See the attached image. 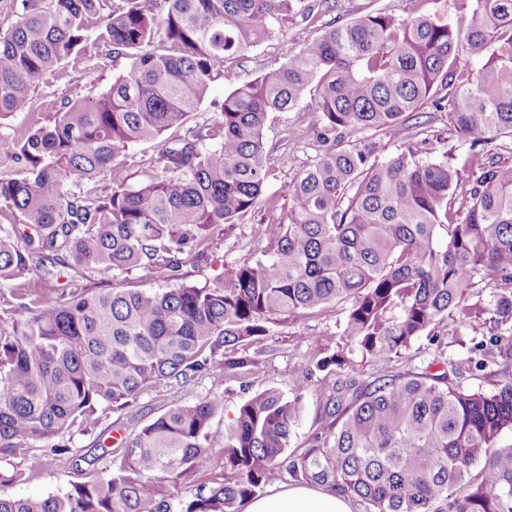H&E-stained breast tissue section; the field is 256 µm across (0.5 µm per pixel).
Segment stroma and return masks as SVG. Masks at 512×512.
Wrapping results in <instances>:
<instances>
[{"label":"stroma","mask_w":512,"mask_h":512,"mask_svg":"<svg viewBox=\"0 0 512 512\" xmlns=\"http://www.w3.org/2000/svg\"><path fill=\"white\" fill-rule=\"evenodd\" d=\"M413 6L414 0H321L319 7L311 13L275 21V34L270 40L243 56L225 62L223 78L211 85L198 111L189 117V124L218 121L220 113L217 106L225 95L253 80L271 65L285 62L305 42L318 37L330 26L383 8L405 18L410 16ZM97 34V26H90L80 51L47 77L33 93L28 107L0 119L1 137L26 136L32 129L48 123L66 103L98 97L115 78L129 71L130 58L114 57L110 46L100 42ZM316 122L317 117L306 99L293 111L271 115L266 128L271 153L270 173L264 195L275 200V208L258 206L241 216L235 224L215 234L207 259L183 268L184 282L209 288L228 270L270 256L275 243L263 233L262 227L270 222L286 221L292 206L285 192L286 186L319 149L313 133ZM409 135L412 142L426 144V156L430 159L449 153L461 161L469 150L468 141L449 126L447 113L434 111L428 106L423 109L419 125L410 127ZM160 151V141L136 143L117 160L112 170L82 182L80 189L101 196L109 193L116 181L137 186L158 172ZM165 285V280L145 276L135 269L119 273L101 266L78 272L63 270L61 277L53 283L54 288L60 290L77 286L99 290L114 287L156 290ZM345 318L346 312L341 306L325 314L307 312L277 317L268 336L243 343L235 350V357L253 361L245 377L205 374L182 390L166 385L148 389L132 407L99 413L90 426L74 429L69 435L68 445L81 454L101 445L118 448L121 438L137 433L182 399L217 393L224 397V409L211 419L204 445L209 449H219L224 445L225 433L238 406L245 399L269 387L290 393L296 372L304 371L308 374L309 388L303 398L301 420L288 449L289 454L297 455L308 448L314 434L321 431L326 423L327 386L333 381L353 379L367 383L383 374L423 371L440 355L462 364L469 356L472 330L461 327L458 320L450 319L439 327V342L423 336L399 358L385 363L359 361L353 368L331 376L318 370L315 361L320 353L333 347L343 331ZM87 477V471L76 469L69 457L51 456L37 474L6 486L5 491L13 496L45 494Z\"/></svg>","instance_id":"stroma-1"}]
</instances>
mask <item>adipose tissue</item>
<instances>
[{
  "instance_id": "1",
  "label": "adipose tissue",
  "mask_w": 512,
  "mask_h": 512,
  "mask_svg": "<svg viewBox=\"0 0 512 512\" xmlns=\"http://www.w3.org/2000/svg\"><path fill=\"white\" fill-rule=\"evenodd\" d=\"M245 512H354L351 500L317 487L297 486L253 499Z\"/></svg>"
}]
</instances>
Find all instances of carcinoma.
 Returning <instances> with one entry per match:
<instances>
[{
	"label": "carcinoma",
	"instance_id": "obj_1",
	"mask_svg": "<svg viewBox=\"0 0 512 512\" xmlns=\"http://www.w3.org/2000/svg\"><path fill=\"white\" fill-rule=\"evenodd\" d=\"M20 0L18 21L0 31V118L23 111L46 77L78 53L89 23L127 74L97 98L56 113L50 125L0 149L22 164L0 179V208L22 228L0 229V281L18 317L0 320V455L26 468L72 453L54 442L91 423L98 409H123L160 384L181 388L202 374H244L249 359L221 349L269 334L281 315L347 305L334 350L316 367L330 374L355 358L390 361L444 321L489 327L470 348L468 369L505 374L494 391L460 381L437 357L435 372L336 382L327 422L309 448L286 455L306 380L290 395L268 388L243 401L218 459L225 479L199 484L174 510L173 488L188 479L209 420L224 397L184 399L121 440L107 477L57 492H0V512H239L281 467L306 482L350 493L368 512H512V0H454L463 27L415 0L399 19L385 9L338 24L287 61L224 96L221 120L188 126L224 62L273 36L272 21L312 10L306 0ZM164 10L163 21L157 20ZM482 60L474 73L460 59ZM323 149L288 183L287 221L266 225L276 248L211 288H72L47 284L64 268L104 265L180 279L218 229L262 203L269 175L264 130L310 87ZM448 112L470 141L462 164L429 160L408 144L380 157L359 137L385 128L405 138L425 106ZM181 133L162 144L160 174L105 196L73 190L112 168L129 146ZM352 138L342 144L345 137ZM214 140L209 146L206 141ZM497 291L491 303L481 285Z\"/></svg>",
	"mask_w": 512,
	"mask_h": 512
}]
</instances>
